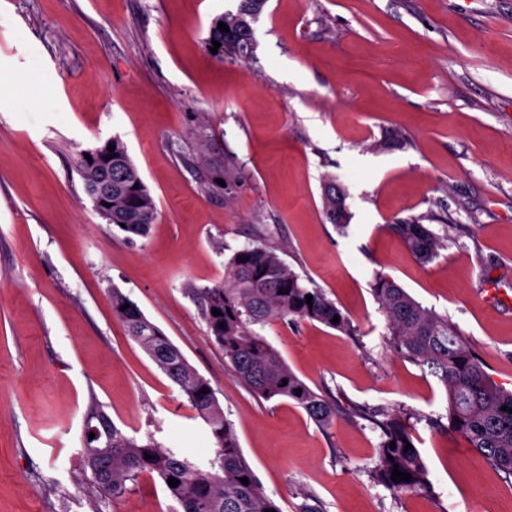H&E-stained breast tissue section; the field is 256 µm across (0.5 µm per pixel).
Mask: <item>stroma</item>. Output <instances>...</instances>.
<instances>
[{
	"instance_id": "stroma-1",
	"label": "stroma",
	"mask_w": 512,
	"mask_h": 512,
	"mask_svg": "<svg viewBox=\"0 0 512 512\" xmlns=\"http://www.w3.org/2000/svg\"><path fill=\"white\" fill-rule=\"evenodd\" d=\"M237 0H0V512H97L80 462L97 401L119 428L196 459L205 423L112 314L120 288L214 388L282 512H512V476L448 430L443 386L401 356L373 291L394 282L455 323L512 389V0H268L248 61H216ZM25 79L32 99L16 95ZM117 136L158 217L130 241L87 197L79 153ZM336 179L351 220L331 224ZM447 240L420 263L391 231ZM274 249L349 331L281 319L259 332L338 413L323 427L240 381L201 289L243 248ZM404 420L432 494L375 477ZM142 476L98 512H178ZM343 190V197L336 198V180L329 179L322 185V201L324 210L330 222L339 226H344L349 223L350 214L346 207V193ZM336 204L338 205V213L336 215ZM335 217V221H332L330 216Z\"/></svg>"
}]
</instances>
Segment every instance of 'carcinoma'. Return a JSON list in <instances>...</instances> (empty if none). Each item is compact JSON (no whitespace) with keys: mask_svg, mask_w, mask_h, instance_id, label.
I'll return each mask as SVG.
<instances>
[{"mask_svg":"<svg viewBox=\"0 0 512 512\" xmlns=\"http://www.w3.org/2000/svg\"><path fill=\"white\" fill-rule=\"evenodd\" d=\"M265 6L263 0H238L236 10L215 19L207 43H221L214 54L216 59L245 60L253 56L256 46L252 23ZM220 22L229 31H220ZM111 144L115 145L112 152L107 150ZM78 168L86 194L104 201L99 214L107 223L129 236L147 235L157 218L156 204L120 138L111 137L81 151ZM322 201L326 215L335 216V224L349 223L346 197H336V180L323 183ZM389 228L422 263L431 261L442 247L443 239L418 220L391 224ZM201 294L209 336L224 350V359L237 377L257 396L292 399L314 422L330 425L336 415L335 403L298 378L254 326L292 316L344 329L346 319L336 305L320 289L306 287L274 250L263 247L237 251L229 260L225 280L201 289ZM374 294L387 316L395 349L427 368L443 384L448 397V430L490 466L512 475V413L501 410L504 405L512 408V390L492 380L448 318L423 307L403 288L384 278L376 280ZM308 295L312 296L310 305L306 303ZM125 304L128 308L121 309ZM111 305L113 315L128 334L180 388L208 426L213 448L209 455L192 462L163 447L151 435H128L93 401L85 413L80 451L89 492L100 501H115L148 473L164 483L171 477L179 480L167 491L179 504L180 512H281L256 479L210 382L117 288L112 289ZM214 308L221 315H213ZM335 316L339 321L333 323ZM381 416L375 420L382 436L378 453L380 482L394 491H428L426 467L418 449L404 450L412 442L404 423L388 412ZM91 433L95 438H88ZM107 434L112 438V455H92L90 449L101 447ZM392 441L394 449L390 448ZM147 454L151 458H145ZM395 467L410 474L411 480L393 481ZM243 477L248 478V484L240 482Z\"/></svg>","mask_w":512,"mask_h":512,"instance_id":"carcinoma-1","label":"carcinoma"}]
</instances>
